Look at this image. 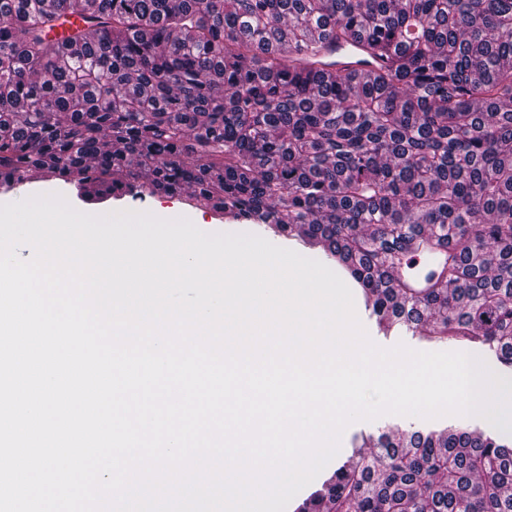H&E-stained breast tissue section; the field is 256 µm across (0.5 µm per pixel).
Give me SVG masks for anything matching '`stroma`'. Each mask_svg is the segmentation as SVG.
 Returning <instances> with one entry per match:
<instances>
[{
  "instance_id": "stroma-1",
  "label": "stroma",
  "mask_w": 512,
  "mask_h": 512,
  "mask_svg": "<svg viewBox=\"0 0 512 512\" xmlns=\"http://www.w3.org/2000/svg\"><path fill=\"white\" fill-rule=\"evenodd\" d=\"M50 193L63 195L72 207L87 213L104 214L112 211L131 210L148 212L162 219L172 216L185 217L190 219L198 229L206 233L256 234L274 245L293 250L304 257L321 262L326 259V255L321 248L307 246L296 237L288 238L275 234L264 225L226 223L212 213L195 208L191 199L185 194L172 197L162 195L145 199L123 196L101 204L90 205L81 199L74 185L60 180L27 181L11 188L0 186V204L17 202L34 195ZM355 312L370 339L380 347L391 348L402 343L418 351L466 352L481 358L494 373L512 380V366L502 363L496 350L488 346L471 342L432 341L422 336L418 330L404 327L385 332L378 327L375 318L370 311L365 309L363 304H356ZM451 425L479 430L502 444L512 442V433L502 432L485 419L477 416H443L424 419L421 417L385 415L374 420H361L349 425L342 434L340 449L329 462L328 467L332 470L336 469L342 462L351 458L356 450H371L374 439L381 434L397 435L412 430L439 431Z\"/></svg>"
}]
</instances>
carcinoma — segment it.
I'll return each mask as SVG.
<instances>
[{
  "label": "carcinoma",
  "mask_w": 512,
  "mask_h": 512,
  "mask_svg": "<svg viewBox=\"0 0 512 512\" xmlns=\"http://www.w3.org/2000/svg\"><path fill=\"white\" fill-rule=\"evenodd\" d=\"M91 14L75 48L47 37ZM361 40L388 65L315 67ZM512 0H0V186L175 196L322 247L385 329L512 365ZM296 512H512V448L388 435Z\"/></svg>",
  "instance_id": "cac0c4a2"
}]
</instances>
